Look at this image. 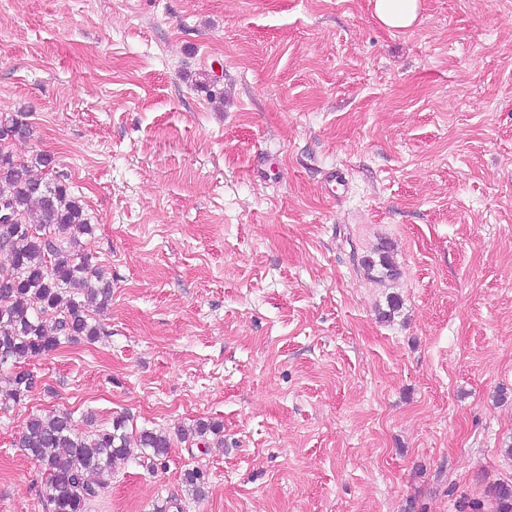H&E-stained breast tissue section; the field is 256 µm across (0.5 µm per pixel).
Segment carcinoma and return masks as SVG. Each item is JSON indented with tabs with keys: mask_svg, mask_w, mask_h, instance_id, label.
Listing matches in <instances>:
<instances>
[{
	"mask_svg": "<svg viewBox=\"0 0 512 512\" xmlns=\"http://www.w3.org/2000/svg\"><path fill=\"white\" fill-rule=\"evenodd\" d=\"M14 138L29 135L28 125L12 115L0 114L2 132ZM53 157L41 155L32 166L0 149V202L19 218L0 224V370L10 371V387L0 398V410L24 401L36 386L35 376L21 364L48 355L65 342L94 341L100 327L89 315L112 298V280L105 277L79 250L78 237L92 232L84 205L69 185L46 177ZM53 230H48V227ZM367 270L394 280L400 272L386 250L364 260ZM19 447L25 449L47 474L44 499L49 512H87L89 502L108 486L117 467L132 457L126 421L88 433L75 429L64 411L34 414L23 427ZM141 456L157 466L167 458L170 438L144 429L136 439ZM207 474L197 467L184 471L185 487L204 495ZM458 512H512V484L497 482L482 500L462 498Z\"/></svg>",
	"mask_w": 512,
	"mask_h": 512,
	"instance_id": "obj_1",
	"label": "carcinoma"
}]
</instances>
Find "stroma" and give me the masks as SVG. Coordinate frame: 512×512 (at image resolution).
<instances>
[{
	"instance_id": "35a3bbf8",
	"label": "stroma",
	"mask_w": 512,
	"mask_h": 512,
	"mask_svg": "<svg viewBox=\"0 0 512 512\" xmlns=\"http://www.w3.org/2000/svg\"><path fill=\"white\" fill-rule=\"evenodd\" d=\"M0 113L112 279L99 341L0 412V512H47L16 438L51 410L171 439L88 512H457L512 483V0H421L396 34L372 0H0ZM384 243L393 281L363 264Z\"/></svg>"
}]
</instances>
